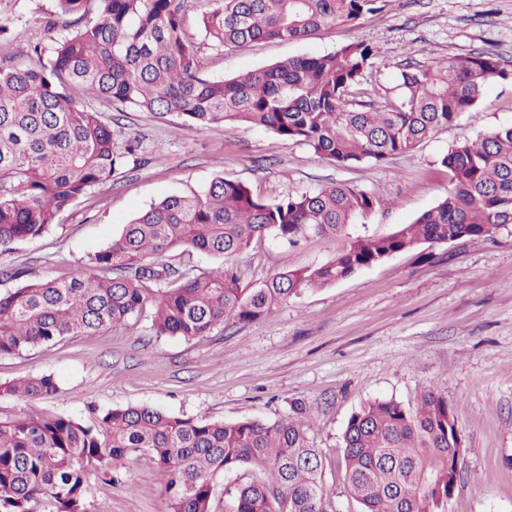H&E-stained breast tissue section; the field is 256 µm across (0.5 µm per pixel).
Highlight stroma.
<instances>
[{"label": "stroma", "instance_id": "stroma-1", "mask_svg": "<svg viewBox=\"0 0 512 512\" xmlns=\"http://www.w3.org/2000/svg\"><path fill=\"white\" fill-rule=\"evenodd\" d=\"M210 7V0H184L199 73L207 79L327 54L352 41L374 47L367 83L390 95L409 61L488 52L509 76L488 82L479 113L462 114L416 150L351 167L247 124L202 131L137 108L118 114L110 102L76 91L79 102L110 121L116 147L138 143L137 158L80 197L49 232L0 255V269L70 278L152 203L202 192L218 177L267 199L332 182L358 187L380 201L367 233L386 235L444 196L448 174L440 155L512 125V0H391L379 14L325 27L308 40L224 51L200 27ZM55 17V0H0V68L22 64L30 46L48 50L77 31L74 23L46 30ZM336 247L318 237L295 247L265 237L235 262L243 287L255 288L283 269L326 262ZM40 374L54 376L58 394L36 403L0 396L1 420L38 409L89 421L98 411L147 405L198 419L274 421L302 403L311 412L313 444L325 456L324 487L335 512H360L344 481L342 435L350 414L377 399L412 406L431 389L447 396L462 442L461 477L447 512H512V227L393 255L337 284L301 292L259 321H229L195 340L152 336L143 320L0 357V384ZM88 502L107 512H167L147 455L122 469L119 482L93 480Z\"/></svg>", "mask_w": 512, "mask_h": 512}]
</instances>
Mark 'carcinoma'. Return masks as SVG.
Instances as JSON below:
<instances>
[{
	"label": "carcinoma",
	"instance_id": "obj_1",
	"mask_svg": "<svg viewBox=\"0 0 512 512\" xmlns=\"http://www.w3.org/2000/svg\"><path fill=\"white\" fill-rule=\"evenodd\" d=\"M89 0H56L62 19ZM100 19L55 42L34 65L0 68V254L46 233L93 186L112 177L138 145L119 150L101 114L72 89L176 115L204 131L247 123L347 167L411 152L508 74L489 53L408 63L390 99L364 84L375 50L352 42L333 53L293 57L229 79L199 74L183 0H97ZM201 23L217 49L268 39L305 40L326 26L382 12L390 0H211ZM444 199L392 233L353 235L379 200L332 183L268 200L222 177L200 194L152 204L87 269L67 280H26L0 291V357L66 336L149 320L154 335L193 340L226 320L254 322L307 289L334 285L423 244L493 235L512 226V125L461 142L439 158ZM272 235L294 245L313 235L339 242L328 261L285 269L248 290L232 259ZM182 248L219 263L206 270L163 260ZM51 374L0 384V395L38 401L56 394ZM273 422L176 416L150 406L111 408L88 424L33 411L0 421V512H88L93 473L149 454L168 512H213V481L253 467L260 476L225 490V512H329L324 456L310 444L309 418L295 404ZM348 492L362 512H445L461 439L448 397L424 390L411 408L375 400L351 413L343 432Z\"/></svg>",
	"mask_w": 512,
	"mask_h": 512
}]
</instances>
